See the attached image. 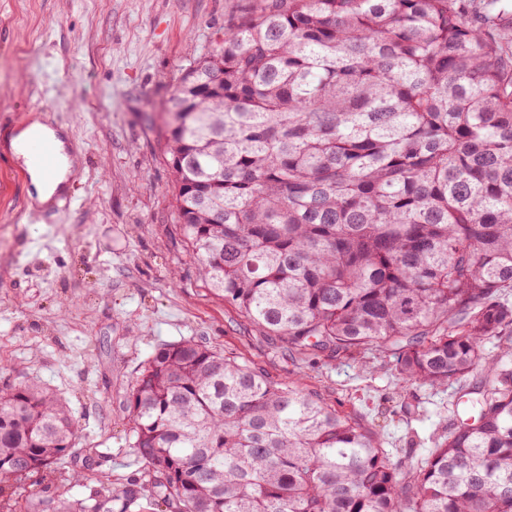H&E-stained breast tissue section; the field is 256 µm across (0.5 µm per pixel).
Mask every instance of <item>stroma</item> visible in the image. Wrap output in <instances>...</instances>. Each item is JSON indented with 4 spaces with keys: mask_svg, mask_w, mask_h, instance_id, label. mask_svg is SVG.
Here are the masks:
<instances>
[{
    "mask_svg": "<svg viewBox=\"0 0 512 512\" xmlns=\"http://www.w3.org/2000/svg\"><path fill=\"white\" fill-rule=\"evenodd\" d=\"M257 0H0V390L40 381L68 402L86 480L140 477L127 392L160 345L185 338L279 379H303L359 415L403 460L454 421L456 387L401 389L390 359L304 357L202 281L177 222L162 113L181 76ZM62 130L81 175L75 203L45 205L20 179L11 140L33 116Z\"/></svg>",
    "mask_w": 512,
    "mask_h": 512,
    "instance_id": "35a3bbf8",
    "label": "stroma"
}]
</instances>
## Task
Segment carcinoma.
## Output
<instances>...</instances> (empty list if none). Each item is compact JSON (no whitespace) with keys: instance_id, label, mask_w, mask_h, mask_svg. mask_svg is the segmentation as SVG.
Returning a JSON list of instances; mask_svg holds the SVG:
<instances>
[{"instance_id":"carcinoma-1","label":"carcinoma","mask_w":512,"mask_h":512,"mask_svg":"<svg viewBox=\"0 0 512 512\" xmlns=\"http://www.w3.org/2000/svg\"><path fill=\"white\" fill-rule=\"evenodd\" d=\"M165 111L210 290L300 355L456 384L463 415L406 463L317 392L188 338L127 394L149 490L59 491L83 478L71 409L32 379L1 390L0 512H512L509 0H259ZM32 474L50 494H17Z\"/></svg>"}]
</instances>
